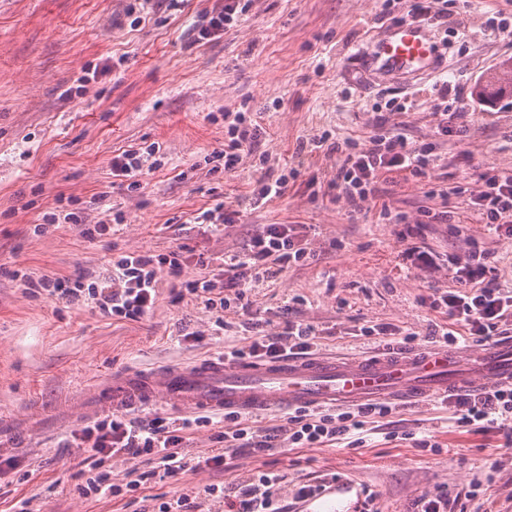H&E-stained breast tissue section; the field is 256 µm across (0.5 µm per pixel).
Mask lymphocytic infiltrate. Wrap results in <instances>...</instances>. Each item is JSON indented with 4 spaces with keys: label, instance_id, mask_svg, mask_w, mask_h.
<instances>
[{
    "label": "lymphocytic infiltrate",
    "instance_id": "obj_1",
    "mask_svg": "<svg viewBox=\"0 0 512 512\" xmlns=\"http://www.w3.org/2000/svg\"><path fill=\"white\" fill-rule=\"evenodd\" d=\"M259 134V127L246 113H236L224 139V149L218 157L224 162L225 173H235L242 160L245 147L251 146ZM344 159L336 171V187L342 197L353 205L371 202L376 193L379 173L398 171L405 177H427L434 162L433 146L429 143L409 141L402 134L372 136L365 145L345 143ZM472 202L478 207L486 224L499 229L512 224V168H500L486 174ZM302 250L296 249L288 233L273 226L254 239L249 253L231 257L227 278H199L184 281L188 295L205 307L230 306L229 298H216L217 288H245L257 279L278 277L290 263L299 261ZM183 262L173 253L156 258L142 254H123L112 262V273L90 285L64 279L26 278L25 286L42 290L49 296L69 302H81L99 308L105 314L125 320L141 319L152 307L159 273L181 279ZM459 279L464 291L443 292L434 297L433 308L443 310L446 323L437 325L435 333L442 339L462 335L464 340L489 342L497 336L499 324L512 311V296L500 292L485 282L486 269L477 263L460 268ZM315 345L312 328L287 324L284 331L274 336L254 338L248 350L229 348L228 360L243 355L260 360H276L288 356L310 355ZM457 421L460 426L474 427L475 431L503 433L512 440V383L498 384L477 395L455 399ZM390 406L373 403L357 406L340 414L323 410L299 411L290 419L286 431L289 444L304 448L341 439L355 430L363 429L368 419L390 414ZM227 430L218 435L222 447L212 455L215 465L233 471V459L244 449L263 450L272 447L273 435L257 436L244 426L237 413L224 415ZM191 426L190 420L170 421L162 417L148 420L104 419L84 428L80 440L91 450L89 475L82 491L87 495L115 498L137 492V480L119 485L112 483L106 462L131 456L157 463L163 478L174 479L183 473L187 463L179 458L177 450L182 433ZM283 480L281 474L265 472L249 478L241 485L235 497L225 499L226 512H277L274 506V488Z\"/></svg>",
    "mask_w": 512,
    "mask_h": 512
}]
</instances>
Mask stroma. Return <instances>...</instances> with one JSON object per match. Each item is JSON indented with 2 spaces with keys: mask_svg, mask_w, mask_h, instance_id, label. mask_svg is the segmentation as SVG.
Masks as SVG:
<instances>
[{
  "mask_svg": "<svg viewBox=\"0 0 512 512\" xmlns=\"http://www.w3.org/2000/svg\"><path fill=\"white\" fill-rule=\"evenodd\" d=\"M223 2L183 0L173 10L152 0L141 21L128 0H0V437L18 444L0 465L11 483L0 512L21 500L28 512H156L177 497L224 512L210 485L229 494L268 469L285 475L282 512H306L301 489L335 473L350 481L339 497L345 508L364 492L365 512H417L419 498L444 491L448 512H512V443L459 426L453 405L437 397L374 418L357 448L341 440L294 448L280 437L272 449L238 454L231 475L198 464L224 429L214 413L183 441L191 467L179 481L149 480L131 500L78 490L87 453L69 437L93 424L89 408L122 372L220 357L289 321L314 327L318 353L329 356L401 347L408 332L415 347L434 346L444 316L432 297L460 290L455 272L475 253L492 285L512 295V234L489 229L470 201L484 173L512 167V92L475 94L512 61V0H435L427 26L438 70L402 78L379 74L366 48L406 14V0H252L239 22L195 42L202 14ZM489 17L502 31L486 27ZM446 79L461 90L448 119L432 103ZM235 112L254 113L260 134L228 176L215 154ZM392 133L433 144L428 177L381 173L375 201L351 206L331 186L341 160L332 143ZM148 145L156 164L139 188L113 176V156ZM282 173L286 194L259 201L261 179ZM454 186L462 194L442 200L440 189ZM239 197L253 203L228 223L200 222ZM61 210L81 223H44ZM443 210L447 222L434 220ZM109 216L111 232L93 234ZM416 221L420 234L404 237ZM272 224L287 227L304 258L227 309L205 308L163 277L147 315L121 320L26 290L20 279L87 284L108 276L122 253L176 252L181 281H191L247 253ZM410 247L420 259H407ZM219 318L227 327L215 336ZM375 325L387 335H365ZM422 439L436 450L419 447Z\"/></svg>",
  "mask_w": 512,
  "mask_h": 512,
  "instance_id": "stroma-1",
  "label": "stroma"
}]
</instances>
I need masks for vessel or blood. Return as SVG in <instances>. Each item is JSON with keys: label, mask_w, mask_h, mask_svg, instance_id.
<instances>
[{"label": "vessel or blood", "mask_w": 512, "mask_h": 512, "mask_svg": "<svg viewBox=\"0 0 512 512\" xmlns=\"http://www.w3.org/2000/svg\"><path fill=\"white\" fill-rule=\"evenodd\" d=\"M435 44L425 26L391 25L371 60L387 75L432 69ZM512 382V342L487 344L467 365L448 348L382 357L312 358L252 365L224 359L193 366H167L114 378L100 395L105 410H129L165 401L195 412L255 414L312 407L417 402L431 395L474 392L488 384Z\"/></svg>", "instance_id": "1"}]
</instances>
